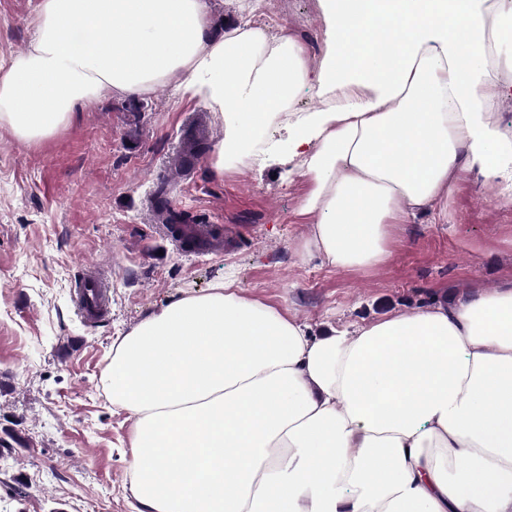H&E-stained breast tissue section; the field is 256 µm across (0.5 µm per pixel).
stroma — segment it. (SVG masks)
<instances>
[{
    "label": "stroma",
    "mask_w": 512,
    "mask_h": 512,
    "mask_svg": "<svg viewBox=\"0 0 512 512\" xmlns=\"http://www.w3.org/2000/svg\"><path fill=\"white\" fill-rule=\"evenodd\" d=\"M37 0H0V59L23 53ZM250 20L288 31L321 66L319 0H262ZM182 73L141 95L80 108L37 143L0 127V512H135L128 467L134 418L103 388L112 343L166 303L224 277L312 333L353 329L486 288L512 289V204L475 173L460 176L448 219L433 211L393 228L388 262L341 270L308 255L297 210L306 192L286 167L216 175L208 158L178 167L187 135L216 145L224 119L179 101ZM199 221L204 248H184L149 197L160 184ZM111 283V313L89 325L72 292L88 268ZM23 484L21 498L7 486Z\"/></svg>",
    "instance_id": "stroma-1"
}]
</instances>
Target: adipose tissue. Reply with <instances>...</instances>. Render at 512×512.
<instances>
[{
  "label": "adipose tissue",
  "mask_w": 512,
  "mask_h": 512,
  "mask_svg": "<svg viewBox=\"0 0 512 512\" xmlns=\"http://www.w3.org/2000/svg\"><path fill=\"white\" fill-rule=\"evenodd\" d=\"M327 60L264 29L211 27L208 0H38L0 65V126L37 143L107 96L174 72L224 118L216 174L295 163L308 253L339 269L389 258L391 230L447 218L463 169L512 200V130L487 104L512 25L488 0H319ZM306 88L327 108L278 121ZM281 122L282 139L254 152ZM104 388L134 417L137 512H512V289L314 336L232 281L164 305L112 344Z\"/></svg>",
  "instance_id": "1"
}]
</instances>
